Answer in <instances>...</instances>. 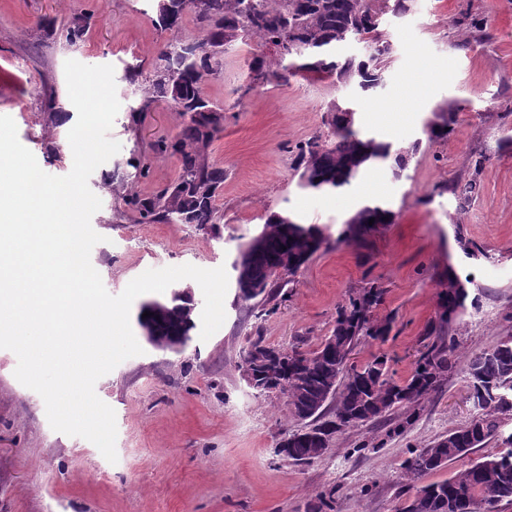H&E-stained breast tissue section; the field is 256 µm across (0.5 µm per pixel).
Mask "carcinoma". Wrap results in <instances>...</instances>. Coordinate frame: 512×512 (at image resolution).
I'll list each match as a JSON object with an SVG mask.
<instances>
[{
  "label": "carcinoma",
  "mask_w": 512,
  "mask_h": 512,
  "mask_svg": "<svg viewBox=\"0 0 512 512\" xmlns=\"http://www.w3.org/2000/svg\"><path fill=\"white\" fill-rule=\"evenodd\" d=\"M157 23L172 36L159 48L149 84L131 109L136 123L144 112L164 101L185 118L180 133L157 141L154 148L178 155L177 179L146 196L132 189L144 176L149 159L139 155L127 162L133 171L117 167L104 175L118 183L126 210L139 224H217L220 215L216 197L224 185V168L211 160L209 148L224 130V112L236 108L212 102L204 93L202 80L218 76L224 56L231 47L253 39L262 47H273L274 57L256 55L248 65L250 87L286 84L297 73H326L341 82H353L364 92L375 90L389 63L391 44L380 30L385 16L401 15L412 0H153ZM190 12L201 30L199 39L187 41L177 35L185 13ZM352 40L365 44L363 58L343 56L337 48ZM454 110L439 106L432 110L425 134L430 141L448 138L445 128L455 123ZM356 111L331 105L323 120L327 132H318L295 146L294 165L298 186L308 190H334L352 184L368 167L390 163L392 174L400 176L409 157L419 147L415 140L398 148L382 139L362 134L355 128ZM485 153L476 157L472 171L445 187L462 211L475 200L481 187ZM374 223H369V219ZM395 213L383 202L365 205L344 224L336 242L365 241L380 225L391 224ZM329 244L326 229L304 224L277 212L271 213L262 232L239 249L233 264L236 298L257 301L264 306L281 287L280 280L293 281L313 254ZM448 268L441 292L437 321L425 331L434 337L415 362L409 378L392 380L386 361L378 356L360 368L348 367L350 356L365 338L387 336L393 317L374 318L384 289L377 285L349 290L337 310L335 326L311 352L267 347L257 340L243 355L242 364L251 365L257 383L273 379L271 389L291 406L293 416L310 421V428L288 434V454L295 464L322 457L337 436L371 422H384V437L357 443L353 452L363 455L382 448L386 439L405 435L420 416L428 397L438 392L452 361L455 342L447 338L449 327L465 309L468 285ZM190 296L170 294L150 316L138 323L152 326L159 345L173 336H192L196 327L190 311ZM277 352L283 358L279 369L257 363V354ZM477 401L478 412L465 425L448 432L427 448L411 452L403 469L415 483L442 469L458 457L484 445L500 433L504 421L512 419V337L469 355L461 367ZM504 501H512V462L503 454L486 455L467 470L442 481L416 487L414 500L397 512H499ZM337 488L323 492L311 512H335Z\"/></svg>",
  "instance_id": "1"
}]
</instances>
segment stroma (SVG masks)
Returning a JSON list of instances; mask_svg holds the SVG:
<instances>
[{
    "instance_id": "35a3bbf8",
    "label": "stroma",
    "mask_w": 512,
    "mask_h": 512,
    "mask_svg": "<svg viewBox=\"0 0 512 512\" xmlns=\"http://www.w3.org/2000/svg\"><path fill=\"white\" fill-rule=\"evenodd\" d=\"M469 13L487 22L460 45L458 21ZM89 27L76 44L66 29L77 17ZM393 52L375 95L325 74L302 73L288 84L248 89L246 64L259 50L238 44L224 57V72L203 82L213 101L232 104L210 157L224 169L216 199L222 223L140 224L103 173L125 165L135 150L173 137L183 119L166 104L128 132L134 87L126 68L151 73L166 39L151 0H0V115L12 117L20 143L43 171L67 175L73 166L68 132L74 126L64 64L112 65L120 110L110 136L118 154L92 178L102 202L93 229L103 235L91 263L106 290L120 294L144 271L191 264L231 267L240 245L255 237L269 213L318 224L334 238L368 200L386 202L394 223L364 242L332 241L315 253L294 284L281 288L260 315L227 291L226 319L209 339L194 338L182 353L145 347L95 386L116 413V462L90 441L54 431L45 404L14 376L18 360L0 349V512H307L318 495L337 488L338 512H395L406 499L403 462L471 419L470 389L449 373L404 436L384 448L353 454L354 444L380 435L367 424L341 435L318 460L296 465L276 444L302 424L285 399L261 396L239 365L255 340L277 347L315 349L330 335L349 289L384 288L376 313L394 316L388 336L367 339L351 362L384 357L390 376L404 381L438 319L447 268L472 277L482 292L451 326L456 361L512 336V0H414L411 11L383 23ZM354 102L357 129L393 143L420 141L402 177L380 163L350 187L307 192L297 186L294 147L322 131L329 106ZM456 111L447 140L423 138V124L440 105ZM66 113L64 122L49 109ZM488 160L476 201L457 210L445 187L466 176L478 153ZM487 251L466 259L457 232Z\"/></svg>"
}]
</instances>
